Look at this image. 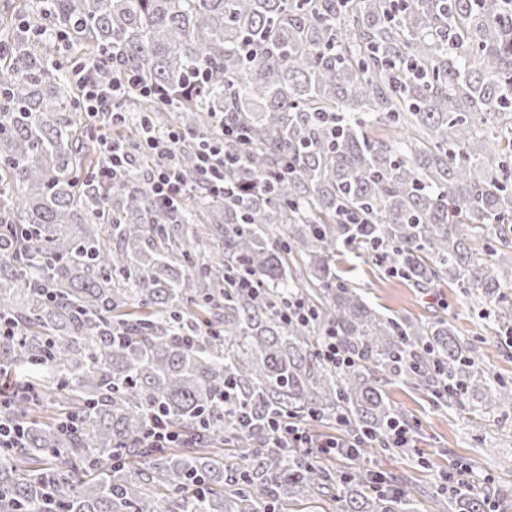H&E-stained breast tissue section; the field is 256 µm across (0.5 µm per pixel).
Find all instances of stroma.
Masks as SVG:
<instances>
[{"instance_id":"obj_1","label":"stroma","mask_w":512,"mask_h":512,"mask_svg":"<svg viewBox=\"0 0 512 512\" xmlns=\"http://www.w3.org/2000/svg\"><path fill=\"white\" fill-rule=\"evenodd\" d=\"M338 266L388 316L417 322L449 317L480 367L512 381V344L499 336L496 325L479 319L475 302L466 300L454 282L444 279L419 289L384 275L373 257L357 258L348 252L339 257ZM383 389L408 419L412 438L405 450L379 453L377 471L401 483L424 505L446 474L463 467L480 479L479 491L486 498L503 495L512 500V468L502 464L504 458H512V409L481 420L470 407L448 408L421 387L391 380Z\"/></svg>"}]
</instances>
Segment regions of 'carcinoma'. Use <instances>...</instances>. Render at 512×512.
I'll return each instance as SVG.
<instances>
[{
	"label": "carcinoma",
	"instance_id": "cac0c4a2",
	"mask_svg": "<svg viewBox=\"0 0 512 512\" xmlns=\"http://www.w3.org/2000/svg\"><path fill=\"white\" fill-rule=\"evenodd\" d=\"M84 57L163 92L128 86L119 107L155 130L174 113L189 184L212 113L245 129L224 138L226 191L172 212L134 167L92 178L105 159L69 80ZM350 215L368 223L358 246L332 228ZM2 224L0 375L25 389L3 414L25 436L0 447V512H419L367 467L403 421L381 380L476 395L482 414L512 407V382L447 317L379 314L336 253L369 250L416 288L447 278L512 333L493 247L512 245V0H0ZM294 300L314 319L287 321ZM327 328L352 362L323 361ZM31 391L56 422L29 416ZM155 416L180 447H150ZM275 416L339 418L361 447L335 470L272 447ZM430 503L487 508L467 486Z\"/></svg>",
	"mask_w": 512,
	"mask_h": 512
}]
</instances>
